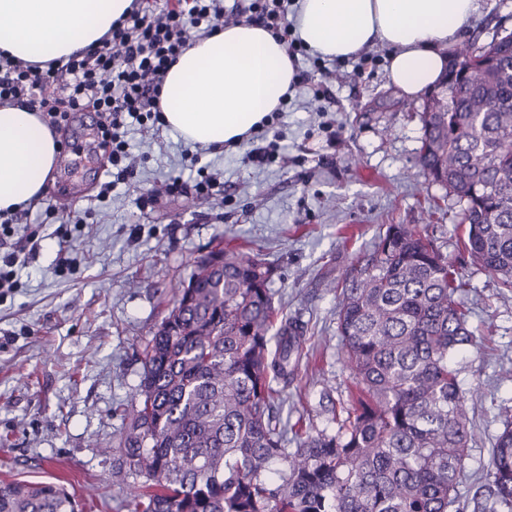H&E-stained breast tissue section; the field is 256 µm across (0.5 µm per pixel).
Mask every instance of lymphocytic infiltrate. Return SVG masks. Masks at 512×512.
Returning a JSON list of instances; mask_svg holds the SVG:
<instances>
[{"mask_svg":"<svg viewBox=\"0 0 512 512\" xmlns=\"http://www.w3.org/2000/svg\"><path fill=\"white\" fill-rule=\"evenodd\" d=\"M289 0H243L240 9L284 41L289 56L298 44L286 20ZM223 0H137L130 15L112 28L111 39L97 49L77 53L64 63L40 70L38 65L0 57V102L20 104L44 113L50 126L61 125L75 112L100 115L101 145L117 177L130 179L129 121L158 119L159 87L169 67L185 51L191 37H205L224 21ZM54 84L52 98L41 97ZM16 215H0V288L15 284L14 269L24 252H36L39 233L15 239Z\"/></svg>","mask_w":512,"mask_h":512,"instance_id":"1","label":"lymphocytic infiltrate"}]
</instances>
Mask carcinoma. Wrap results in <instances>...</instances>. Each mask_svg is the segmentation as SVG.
I'll return each mask as SVG.
<instances>
[{
	"instance_id": "obj_1",
	"label": "carcinoma",
	"mask_w": 512,
	"mask_h": 512,
	"mask_svg": "<svg viewBox=\"0 0 512 512\" xmlns=\"http://www.w3.org/2000/svg\"><path fill=\"white\" fill-rule=\"evenodd\" d=\"M463 69L422 113L419 165L467 225L462 249L512 291V33L456 50ZM195 264L142 350L115 475L140 480L130 512H460L470 441L454 358L479 340L464 282L424 232L390 224L336 285L351 391L336 429L288 447L275 399L300 365L303 327L278 319L272 270L222 249ZM488 512H512V420L493 444ZM0 512H77L54 482L0 480Z\"/></svg>"
}]
</instances>
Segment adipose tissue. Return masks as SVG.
I'll return each instance as SVG.
<instances>
[{
	"mask_svg": "<svg viewBox=\"0 0 512 512\" xmlns=\"http://www.w3.org/2000/svg\"><path fill=\"white\" fill-rule=\"evenodd\" d=\"M134 0H0V56L46 63L101 46ZM482 0H297L288 19L305 49L354 59L388 49V76L408 97L439 83ZM297 81L286 45L252 21L191 41L160 87L162 121L191 149L237 147ZM61 144L39 113L0 107V213L41 200Z\"/></svg>",
	"mask_w": 512,
	"mask_h": 512,
	"instance_id": "adipose-tissue-1",
	"label": "adipose tissue"
}]
</instances>
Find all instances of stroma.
<instances>
[{
  "mask_svg": "<svg viewBox=\"0 0 512 512\" xmlns=\"http://www.w3.org/2000/svg\"><path fill=\"white\" fill-rule=\"evenodd\" d=\"M512 32V0H493L462 41L483 45ZM375 64L326 61L303 52L299 69L329 71L334 102L326 117L294 94L266 135H279L284 161L245 162V150L193 153L165 127L130 126V183L99 198L98 176L76 158L75 128L61 130L69 167H56L26 223L40 227L38 253L19 268V286L0 298V479H54L78 512H129L138 480L112 474L113 440L136 396L141 350L165 317L197 257L219 247L261 252L288 317L306 329L298 379L283 413L321 430L349 371L337 332L331 283L369 251L389 224L427 230L460 268L461 300L479 347L459 356L473 420L464 512H480L487 466L503 421L512 416V292L472 266L457 248L463 231L445 189L422 175L423 96L406 97L386 69L387 51L365 48ZM216 173L209 198L163 192L174 177ZM69 194V207L57 198ZM73 270L59 272V250Z\"/></svg>",
  "mask_w": 512,
  "mask_h": 512,
  "instance_id": "35a3bbf8",
  "label": "stroma"
}]
</instances>
